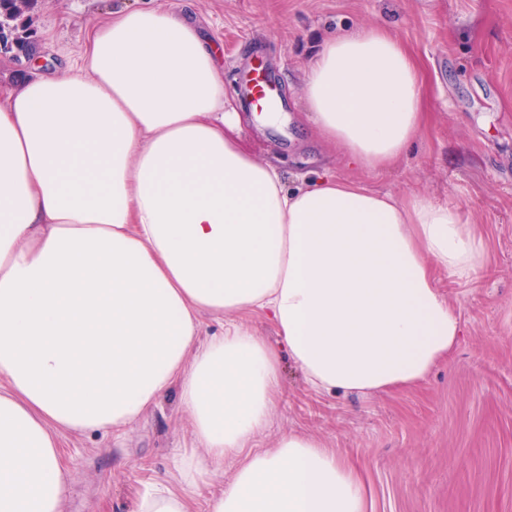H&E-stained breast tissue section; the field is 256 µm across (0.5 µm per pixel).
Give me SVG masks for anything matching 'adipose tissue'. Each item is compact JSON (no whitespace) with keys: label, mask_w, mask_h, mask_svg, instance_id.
<instances>
[{"label":"adipose tissue","mask_w":512,"mask_h":512,"mask_svg":"<svg viewBox=\"0 0 512 512\" xmlns=\"http://www.w3.org/2000/svg\"><path fill=\"white\" fill-rule=\"evenodd\" d=\"M423 84L387 30L333 35L307 115L382 172L422 128ZM234 120L212 41L169 9L116 12L81 66L0 84V512H62L58 431L120 436L174 386L197 450L136 512H189L187 489L228 460L211 512H367L359 471L323 441L257 447L281 361L321 393L420 383L462 331L437 275L484 268V238L422 195L332 173L288 188L225 136ZM205 314L231 321L206 337Z\"/></svg>","instance_id":"adipose-tissue-1"}]
</instances>
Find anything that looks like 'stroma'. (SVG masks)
Here are the masks:
<instances>
[{"instance_id":"35a3bbf8","label":"stroma","mask_w":512,"mask_h":512,"mask_svg":"<svg viewBox=\"0 0 512 512\" xmlns=\"http://www.w3.org/2000/svg\"><path fill=\"white\" fill-rule=\"evenodd\" d=\"M143 6L190 13L218 46L224 100L239 115L230 137L288 173L289 187L330 171L397 197L420 194L457 206L486 241L488 271L440 277L462 334L424 381L325 394L283 359L276 414L258 447L288 432L324 441L357 466L371 512H512V0H32L20 21L35 32L45 72L59 74L82 56L90 27ZM378 26L421 65L428 115L398 163L372 174L315 138L305 83L317 43ZM259 61L283 90L274 125L244 96ZM59 441L71 472L62 512H133L195 445L175 388L119 438L64 431Z\"/></svg>"}]
</instances>
